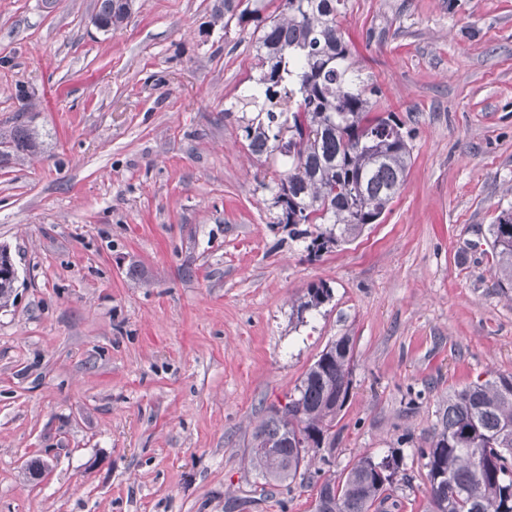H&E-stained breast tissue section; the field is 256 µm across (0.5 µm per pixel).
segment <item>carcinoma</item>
<instances>
[{
  "label": "carcinoma",
  "mask_w": 512,
  "mask_h": 512,
  "mask_svg": "<svg viewBox=\"0 0 512 512\" xmlns=\"http://www.w3.org/2000/svg\"><path fill=\"white\" fill-rule=\"evenodd\" d=\"M250 0H224V23L252 21L256 67L261 71L257 115L242 127L251 154L279 156L285 169L273 180L277 223L306 224V249L323 251L359 236L376 223L403 188L412 148L392 113L377 111L381 89L355 82L339 17L346 0H281L263 16ZM133 0H98L100 29L123 27ZM26 109L0 131V162L39 149ZM498 287L512 288V210L489 227ZM332 298L321 282L293 303L297 320ZM352 339L341 336L322 350L293 395L252 433L249 464L265 483L294 482L323 472L308 449L329 443L336 414L352 384ZM419 448L427 470L430 512H512V374L476 381L448 396L436 427ZM481 468L475 469L472 454ZM403 455L358 457L339 478L318 486L322 512H387Z\"/></svg>",
  "instance_id": "carcinoma-1"
}]
</instances>
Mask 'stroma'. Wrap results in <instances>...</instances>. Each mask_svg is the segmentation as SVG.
Returning <instances> with one entry per match:
<instances>
[{
    "instance_id": "stroma-1",
    "label": "stroma",
    "mask_w": 512,
    "mask_h": 512,
    "mask_svg": "<svg viewBox=\"0 0 512 512\" xmlns=\"http://www.w3.org/2000/svg\"><path fill=\"white\" fill-rule=\"evenodd\" d=\"M97 10L0 0V130L27 103L43 142L0 163V512H313L318 475L264 484L250 442L344 335L328 470L398 450L399 512H424L440 408L512 373V291L486 258L512 210V0H347L350 60L412 166L378 223L317 257L274 221L283 162L243 136L254 24L224 0H134L111 33ZM320 281L331 300L292 319Z\"/></svg>"
}]
</instances>
